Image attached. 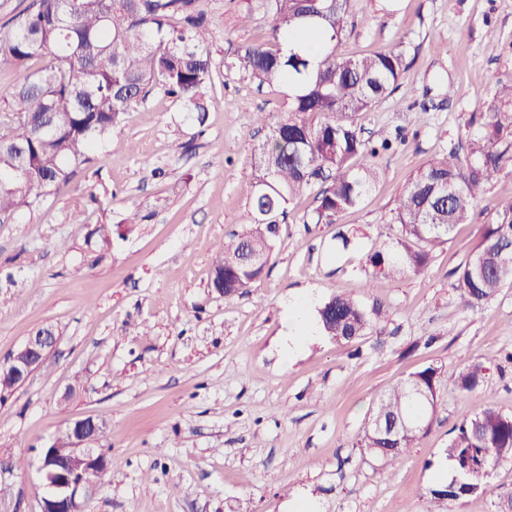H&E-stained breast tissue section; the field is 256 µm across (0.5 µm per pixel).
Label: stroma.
Wrapping results in <instances>:
<instances>
[{"label": "stroma", "mask_w": 512, "mask_h": 512, "mask_svg": "<svg viewBox=\"0 0 512 512\" xmlns=\"http://www.w3.org/2000/svg\"><path fill=\"white\" fill-rule=\"evenodd\" d=\"M201 4L212 29L205 123L151 92L114 129V148L42 207L0 224V360L40 327L58 336L0 401V484L11 489L0 512H43L40 451L86 417L104 422L109 459L86 512H500L512 458L463 501L421 494L439 482L457 424L489 403L512 413V285L478 312L455 288L492 209L512 200V160L425 273L374 275L365 257L394 246L409 179L478 135L495 82L512 80V0H350L339 53L405 54L393 94L355 117L364 139L392 146L370 160L378 180L366 201L335 223L313 221L321 182L291 201L260 280L229 301L209 286L212 260L249 221L269 132L257 117L277 120L288 99L229 67L267 36L259 0ZM248 8L253 19L240 25ZM134 210L147 221L126 223ZM100 223L125 230L108 246L86 243ZM344 289L373 313L367 334L348 344L321 335L283 357L284 302L308 292L323 303ZM477 361L482 386L460 394L457 376ZM428 364L444 374L434 421L381 474L360 446L369 412Z\"/></svg>", "instance_id": "35a3bbf8"}]
</instances>
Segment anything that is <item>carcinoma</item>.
<instances>
[{
    "label": "carcinoma",
    "mask_w": 512,
    "mask_h": 512,
    "mask_svg": "<svg viewBox=\"0 0 512 512\" xmlns=\"http://www.w3.org/2000/svg\"><path fill=\"white\" fill-rule=\"evenodd\" d=\"M350 0H264L267 38L245 47L231 67L258 87L280 86L288 112L269 125L257 149L250 221L224 239L213 262L210 288L232 299L260 279L279 235L286 205L328 173L316 195L317 222L358 208L377 173L368 157L377 148L363 140L354 116L389 97L406 69L401 50L343 56ZM209 21L199 0H33L0 25V60L18 78L0 98V223L42 205L72 181L97 153L112 144V131L154 90L175 99L204 124L211 84L207 53ZM485 132L464 151L435 155L405 187L396 208L397 247L367 256L366 263L391 278L424 272L435 247L469 221L482 188L512 148V82L497 83L483 103ZM512 202L484 225L479 243L457 269L465 308L481 310L512 284ZM325 335L350 343L365 335L371 318L347 291L318 309ZM486 367L475 362L455 381L463 394L477 390ZM441 367L427 365L382 394L372 416L424 420L438 407ZM417 388L421 399L410 397ZM424 433L411 426L389 435L363 429L361 447L388 470ZM442 455L450 477L424 497L460 501L483 490L465 469L494 467L512 457V414L486 404L456 428Z\"/></svg>",
    "instance_id": "obj_1"
}]
</instances>
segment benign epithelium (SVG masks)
<instances>
[{
	"label": "benign epithelium",
	"instance_id": "benign-epithelium-1",
	"mask_svg": "<svg viewBox=\"0 0 512 512\" xmlns=\"http://www.w3.org/2000/svg\"><path fill=\"white\" fill-rule=\"evenodd\" d=\"M56 340L51 328L36 331L0 362V374L14 376L16 387L23 386ZM69 429L71 448L67 454L40 456L38 471L47 488L43 512H84L86 502L96 494L101 482L93 470L98 457L93 445L102 437L104 423L88 417L74 421Z\"/></svg>",
	"mask_w": 512,
	"mask_h": 512
}]
</instances>
